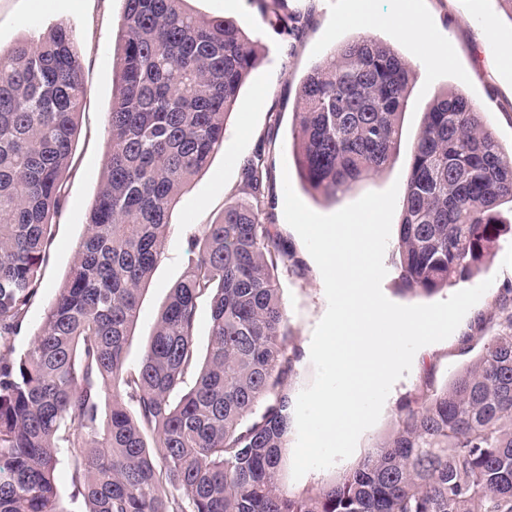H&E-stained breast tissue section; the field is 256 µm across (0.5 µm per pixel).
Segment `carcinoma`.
Instances as JSON below:
<instances>
[{"label":"carcinoma","mask_w":512,"mask_h":512,"mask_svg":"<svg viewBox=\"0 0 512 512\" xmlns=\"http://www.w3.org/2000/svg\"><path fill=\"white\" fill-rule=\"evenodd\" d=\"M119 84L102 181L86 232L29 347L26 325L65 202L83 103V61L66 24L0 47V512H512V307L479 358L398 415L361 464L311 495L282 489L292 417L290 347L268 224L267 168L245 166V202L188 241L191 259L142 360L126 365L145 285L165 256L182 189L224 144L252 70L253 40L188 0H123ZM288 26L284 0H259ZM409 70L367 37L329 50L300 85L292 153L312 189L337 201L382 172L401 136ZM512 204V154L457 89L425 113L395 249L402 291L467 280ZM210 309L199 356L200 307Z\"/></svg>","instance_id":"obj_1"}]
</instances>
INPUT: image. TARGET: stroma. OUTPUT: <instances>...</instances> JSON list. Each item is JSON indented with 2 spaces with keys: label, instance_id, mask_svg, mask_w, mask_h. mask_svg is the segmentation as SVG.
Instances as JSON below:
<instances>
[{
  "label": "stroma",
  "instance_id": "stroma-1",
  "mask_svg": "<svg viewBox=\"0 0 512 512\" xmlns=\"http://www.w3.org/2000/svg\"><path fill=\"white\" fill-rule=\"evenodd\" d=\"M286 0L288 15L297 17L299 33L270 26L257 0H190L207 18L240 22L259 46L239 103L226 121L224 144L208 166L182 190L172 212L169 244L141 298L140 317L126 346V362L138 366L155 320L171 288L188 266L187 238L213 223L225 206L243 199L244 164L263 152L268 168L266 195L269 217L290 259L280 269L281 297L288 315L292 343L298 349L288 394L297 397L314 376L310 361L313 331L327 310L321 272L298 234L284 218V181L313 211L331 214L370 191H384L405 182L411 148L433 100L456 87L486 112L503 150L512 149V9L503 0ZM364 7V21L352 13ZM123 0H0V45L34 40L52 26L65 23L75 33L83 60L84 103L72 163L66 173V200L52 226L53 244L42 269V283L31 310V322L12 337L15 352L27 349L45 307L52 301L75 258L84 235L88 210L95 198L107 151L108 112L118 83L117 54ZM360 36L388 44L409 66L410 97L402 120V139L387 168L347 193L341 202L326 201L301 179L288 145L300 83L329 48ZM509 224L480 270L467 280L474 287L492 285L446 340L420 348L409 374L399 379L386 399L378 422L360 436L351 457L326 470L292 477L293 444L289 432L283 451L280 483L294 494H314L354 470L367 452L391 433L400 412L417 407L427 391L449 384L456 373L473 364L495 330V307L512 298V207L502 206Z\"/></svg>",
  "mask_w": 512,
  "mask_h": 512
}]
</instances>
